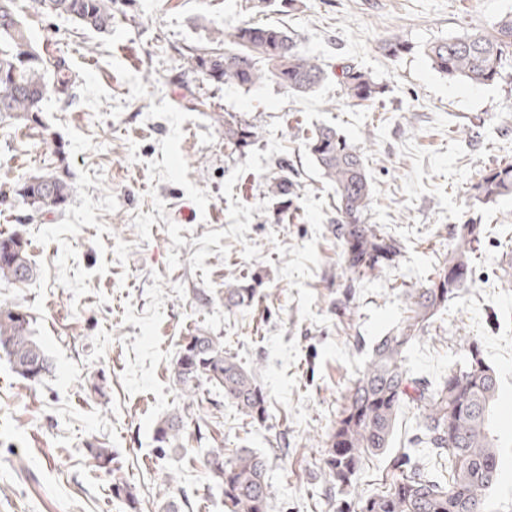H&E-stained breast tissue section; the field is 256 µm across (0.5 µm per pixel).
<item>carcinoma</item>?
<instances>
[{
    "mask_svg": "<svg viewBox=\"0 0 512 512\" xmlns=\"http://www.w3.org/2000/svg\"><path fill=\"white\" fill-rule=\"evenodd\" d=\"M38 11L66 16L86 28L105 32L112 28V0H41ZM210 57L190 55L197 68L217 83L241 88L273 80L288 92L312 94L327 78L314 57L306 54L287 28L245 23L225 39ZM425 54L433 68L450 80L488 84L512 59V13L504 15L491 32L472 31L428 45ZM54 66L56 82L45 80ZM334 73L346 97L370 102L380 86L353 64L342 63ZM71 78L61 60L51 61L32 45L29 31L18 16L15 0H0V121H39L51 94H65ZM258 139L256 127L227 112L224 141L243 153ZM306 150L323 177L336 191V224L332 231L343 247L345 268L351 273L346 288L369 274L396 262V240L365 223L372 201V182L363 156L330 126L311 130ZM474 198L489 202L512 194V163L485 171L473 186ZM15 196L35 213L51 214L63 208L72 193L58 170L31 175L12 188ZM454 244L417 288H407V315L397 329L375 341L367 369L350 388L346 403L336 415L322 454L323 470L343 494L350 492L353 477L368 455L392 447L403 408L419 411L413 448L431 450L440 469L431 472L409 452L393 458V473L386 490L343 499L336 512H483L486 496L500 481L498 439L491 430L492 410L498 399L499 379L477 343L467 345L463 364L437 381L414 376L405 363L406 350L427 331L439 311L468 287L474 245L483 237V226L473 222L453 228ZM36 274L27 242L16 235L0 236V281L26 282ZM256 289L238 285L224 291L232 305H248ZM0 352L12 371L38 384L52 364L31 328L30 316L21 306L0 301ZM178 383L192 389L200 382L224 391L243 415L255 422L267 419V394L256 377L224 351V341L206 332L190 337L173 367ZM182 418H161L153 430L156 447L176 455ZM94 466L107 474L116 471V457L107 448L90 449ZM213 480L224 499V512H270L268 460L253 448L207 451ZM113 496L123 500L126 512H140L139 500L121 482L112 485Z\"/></svg>",
    "mask_w": 512,
    "mask_h": 512,
    "instance_id": "obj_1",
    "label": "carcinoma"
}]
</instances>
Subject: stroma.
I'll return each mask as SVG.
<instances>
[{
  "mask_svg": "<svg viewBox=\"0 0 512 512\" xmlns=\"http://www.w3.org/2000/svg\"><path fill=\"white\" fill-rule=\"evenodd\" d=\"M17 8L32 39L65 61L69 96H49L38 124H0V235L28 242L27 282L0 284L23 306L52 362L31 386L0 354V512H124L122 479L141 512L168 496L187 512H224L207 465L211 448L249 446L270 463L271 512H336L340 494L321 465L325 434L371 344L404 317L405 289L425 283L451 248L452 229L482 224L472 281L407 352L432 380L478 342L512 403V195L481 203V173L512 162V62L485 85L452 82L424 54L431 42L491 30L512 0H297L288 13L260 0H115L99 33ZM281 24L327 70L350 63L381 88L357 105L335 80L305 97L267 81L218 84L188 62L218 33L244 22ZM408 49L390 55L392 36ZM237 113L259 138L246 154L224 142ZM336 128L363 156L373 186L368 221L395 238L394 266L345 299L342 247L332 232L335 190L304 138ZM65 167L73 192L63 214L26 222L11 189ZM288 177V206L270 184ZM259 278L251 305L224 291ZM348 302L346 316L336 314ZM253 371L268 418L241 415L221 391L179 385L173 364L197 332ZM102 390H90L91 381ZM185 421L184 453L161 457L156 422ZM502 478L484 512H512V422L494 416ZM111 449L116 475L96 469L89 446Z\"/></svg>",
  "mask_w": 512,
  "mask_h": 512,
  "instance_id": "stroma-1",
  "label": "stroma"
}]
</instances>
